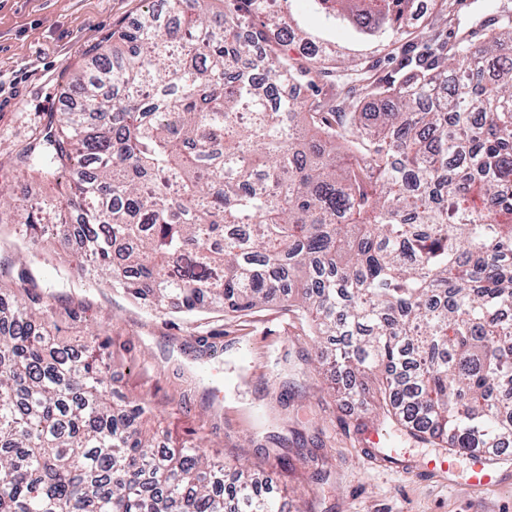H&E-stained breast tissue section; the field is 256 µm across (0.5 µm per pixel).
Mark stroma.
Wrapping results in <instances>:
<instances>
[{"label":"stroma","instance_id":"stroma-1","mask_svg":"<svg viewBox=\"0 0 512 512\" xmlns=\"http://www.w3.org/2000/svg\"><path fill=\"white\" fill-rule=\"evenodd\" d=\"M152 0H0V184L37 202L46 190L14 157L66 109L70 75L90 66ZM26 254L59 334L111 341L113 398L144 400L159 442L203 441L208 453L269 472L288 512H512V456L497 464V485L468 482L466 456L448 473L428 469L441 448L413 442L382 423L357 427L358 411L337 396L336 376L314 369L316 350L297 312L279 300L240 315L187 316L147 308L103 287L66 261L59 243L0 234V259ZM84 300L80 322L66 308ZM322 458L315 483L303 459Z\"/></svg>","mask_w":512,"mask_h":512}]
</instances>
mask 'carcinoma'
Segmentation results:
<instances>
[{
	"label": "carcinoma",
	"mask_w": 512,
	"mask_h": 512,
	"mask_svg": "<svg viewBox=\"0 0 512 512\" xmlns=\"http://www.w3.org/2000/svg\"><path fill=\"white\" fill-rule=\"evenodd\" d=\"M165 0L68 87L17 161L55 200L0 185V224L71 236L149 307H296L319 365L375 420L454 453L512 442V0L452 44L415 0ZM354 46L406 40L374 82ZM84 170L77 181L67 173ZM481 206H476V198ZM27 300L0 307V512H284L267 480L201 447L158 450L142 400L112 402L108 340L59 343Z\"/></svg>",
	"instance_id": "obj_1"
}]
</instances>
